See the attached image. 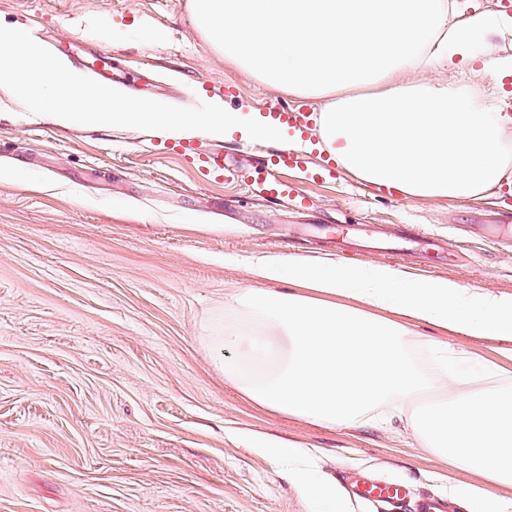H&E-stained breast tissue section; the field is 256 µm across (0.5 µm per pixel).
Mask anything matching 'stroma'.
Listing matches in <instances>:
<instances>
[{"mask_svg": "<svg viewBox=\"0 0 512 512\" xmlns=\"http://www.w3.org/2000/svg\"><path fill=\"white\" fill-rule=\"evenodd\" d=\"M0 24L50 50L71 42L79 61L111 49L117 88L133 97L262 114L322 106L225 61L190 0H0ZM185 140L245 170L253 153L280 151L202 131L66 127L0 91V167L25 177L0 181V512H321L252 436L311 449L347 512H411L422 498L462 512L448 485L479 475L418 447L405 420L329 429L273 413L225 382L201 338L225 295L259 287V256L389 265L512 294V194L408 198L339 169L323 182L289 172L304 201L286 202L203 175L176 152ZM412 330L420 366L438 339L477 359L467 385H492L483 361L512 375L501 339ZM371 478L410 496L372 504L357 493Z\"/></svg>", "mask_w": 512, "mask_h": 512, "instance_id": "obj_1", "label": "stroma"}]
</instances>
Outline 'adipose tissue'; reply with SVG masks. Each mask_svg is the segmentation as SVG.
I'll return each mask as SVG.
<instances>
[{"label":"adipose tissue","instance_id":"1","mask_svg":"<svg viewBox=\"0 0 512 512\" xmlns=\"http://www.w3.org/2000/svg\"><path fill=\"white\" fill-rule=\"evenodd\" d=\"M191 12L225 60L288 94L323 99L317 147L365 183L430 200L490 197L512 186V154L502 146L512 115L497 106L512 56L487 58L476 48L484 34H512L511 15L473 11L462 0H191ZM451 64L494 75L492 93L405 79ZM251 271L266 287L231 295L235 319L208 339L215 368L246 399L336 428L440 393L412 424L419 445L480 474L482 484L448 486L468 512H512V500L497 493L512 485V386L458 392L447 343L432 341L438 363L421 368L404 324L512 339V294L338 260L260 259ZM282 280L292 291L276 289ZM229 349L239 353L235 362L223 358ZM252 445L287 460L306 496L343 512L335 483L306 469V449L264 438Z\"/></svg>","mask_w":512,"mask_h":512}]
</instances>
